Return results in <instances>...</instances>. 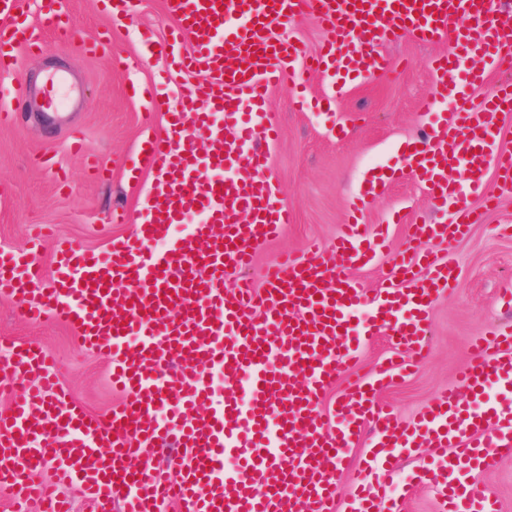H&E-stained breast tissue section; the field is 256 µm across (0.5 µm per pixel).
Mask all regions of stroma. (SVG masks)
Wrapping results in <instances>:
<instances>
[{
	"label": "stroma",
	"mask_w": 512,
	"mask_h": 512,
	"mask_svg": "<svg viewBox=\"0 0 512 512\" xmlns=\"http://www.w3.org/2000/svg\"><path fill=\"white\" fill-rule=\"evenodd\" d=\"M47 42L39 56L20 54L15 71L0 78V99L20 103L21 121L0 125V248H25L38 225L49 226L54 238L106 250L112 242L134 235L146 217L147 193L158 172L139 166V148L148 137L164 133L169 113L178 111L182 93L202 75L168 72L164 59L148 54L147 41L166 40L171 21L165 0H132L130 14L113 19L101 0H65L67 29L40 25L37 0H17ZM110 34L124 61L114 71L111 61L85 55L83 43ZM444 42L424 44L406 37L385 45L400 60L391 73L364 84L346 86L328 99L321 111H295L290 84L269 92L266 121L279 131L267 145L271 176L295 222L277 241L262 245L250 276L264 285V270L285 250L306 252L314 241L331 245L350 195L365 187L374 167L401 166L407 149L425 143L429 126L418 112L431 95L430 58L447 50ZM60 71L86 99L84 107L48 111L44 73ZM161 86L164 110L148 112L141 99L130 97V85ZM344 135H337V127ZM80 135L86 152L71 153L72 135ZM55 157L63 177L42 168L38 159ZM105 170L100 178L86 174L89 160ZM136 178H129L130 167ZM58 169V170H59ZM409 218L432 216L422 186L400 174L380 193L365 214L367 224H379L397 209ZM512 222V196L502 197L484 223L449 249L459 274L450 294L435 301L429 322L428 356L409 376L379 389L376 399L389 405L404 421L414 420L443 390L455 384V372L467 361V345L488 324L512 322V308L502 302L512 289V237L501 235ZM37 340L57 359V373L68 398L95 416L108 414L121 395L113 391L111 366L105 357L85 350L75 329L25 318L22 309L0 298V337ZM472 476L498 499L501 512H512V456L493 457Z\"/></svg>",
	"instance_id": "35a3bbf8"
}]
</instances>
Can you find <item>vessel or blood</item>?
Instances as JSON below:
<instances>
[{
  "label": "vessel or blood",
  "instance_id": "b4317fda",
  "mask_svg": "<svg viewBox=\"0 0 512 512\" xmlns=\"http://www.w3.org/2000/svg\"><path fill=\"white\" fill-rule=\"evenodd\" d=\"M189 54L172 44L182 69L204 74L202 83L170 113L164 134L145 140L140 154L160 177L148 215L134 237L103 253L60 242L49 287H39L32 251L0 249V296L25 315H49L77 328L82 346L105 353L112 385L123 400L107 417L67 400L53 374L54 357L38 342L8 341L0 356V386L13 402L0 414V491L12 512H72L59 490L74 485L94 512H336V467L364 431H371L375 469L358 474L353 512H396L391 486L399 448H455L444 472L419 466L418 483H440L447 512H499L488 488L470 480L490 451L512 456V403L486 401L490 387L512 393V325L490 324L470 345V360L448 388L413 422L402 421L375 399L379 385L403 377L426 357L428 323L436 299L458 275L438 246L464 237L512 194V151L499 122L512 104V84L487 90L512 45L502 0H165ZM308 17L323 32L307 55L284 38L288 22ZM413 35L429 43L448 37L435 56L434 93L420 105L455 94L456 112L432 125L425 147L405 155V168L423 186L429 206L448 222H407L369 227L361 216L396 175L377 169L355 193L332 248L279 256L263 288L245 277L257 248L281 236L294 221L269 174L265 141L278 132L265 125L270 88L292 76L299 58L309 71L337 87L396 68L381 44ZM42 50L27 19L0 26V73L16 67L18 46ZM475 67H465V59ZM459 73L449 85V73ZM223 125H215L216 113ZM222 141L223 150L199 154L196 136ZM242 165L248 179L226 177ZM461 169L458 178L448 171ZM494 173L497 190L485 192ZM482 198L483 208L468 199ZM201 212L205 221L175 237L173 225ZM409 223L412 246L395 258L374 298L349 276L382 255L390 224ZM390 332L398 353L374 378L358 374L365 342ZM224 378L223 393L212 380ZM346 386L330 409L320 402L338 380ZM479 397L464 402L458 387ZM173 447L175 478L151 465L149 453ZM237 460L227 469L225 457ZM58 464L57 483L41 478Z\"/></svg>",
  "mask_w": 512,
  "mask_h": 512
}]
</instances>
